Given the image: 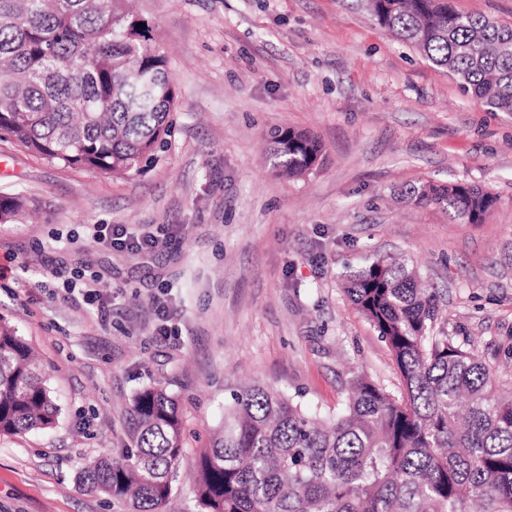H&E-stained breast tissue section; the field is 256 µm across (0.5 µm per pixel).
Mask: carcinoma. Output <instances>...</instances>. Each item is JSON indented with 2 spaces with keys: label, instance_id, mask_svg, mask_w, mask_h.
Instances as JSON below:
<instances>
[{
  "label": "carcinoma",
  "instance_id": "carcinoma-1",
  "mask_svg": "<svg viewBox=\"0 0 512 512\" xmlns=\"http://www.w3.org/2000/svg\"><path fill=\"white\" fill-rule=\"evenodd\" d=\"M378 24L446 70L475 100L512 113V26L455 11L450 0H372ZM177 100L165 56L123 0H0V139L65 168L132 176L169 144ZM273 172L299 179L322 160L308 132L268 139ZM480 224L497 203L462 182L406 189ZM26 203L0 195V222ZM353 307L387 344L396 397L365 374L334 414L258 383L224 404L201 454L198 512H512V395L486 361L438 327L433 289L416 269L377 256L344 275ZM60 407L37 355L0 317V435L56 424ZM132 448L82 470L88 488L164 512L183 450L177 396L133 397Z\"/></svg>",
  "mask_w": 512,
  "mask_h": 512
}]
</instances>
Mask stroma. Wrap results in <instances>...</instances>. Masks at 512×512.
<instances>
[{
  "instance_id": "1",
  "label": "stroma",
  "mask_w": 512,
  "mask_h": 512,
  "mask_svg": "<svg viewBox=\"0 0 512 512\" xmlns=\"http://www.w3.org/2000/svg\"><path fill=\"white\" fill-rule=\"evenodd\" d=\"M178 91L168 150L145 174L64 169L0 140V193L36 214L0 223V315L34 348L62 411L0 436V512H129L82 468L131 445L141 387L179 398L184 448L169 512H194L199 454L224 403L260 383L337 411L354 374L400 394L393 357L349 302L345 266L407 259L438 323L512 392V114L379 27L367 0H134ZM310 131L325 160L288 180L270 130ZM466 181L497 204L479 224L407 203L413 184ZM148 230L153 251L98 244L93 225ZM91 275L104 311L66 298ZM174 313L168 340L155 300Z\"/></svg>"
}]
</instances>
